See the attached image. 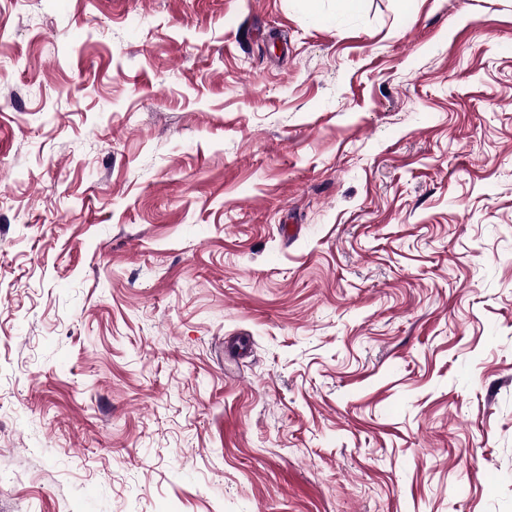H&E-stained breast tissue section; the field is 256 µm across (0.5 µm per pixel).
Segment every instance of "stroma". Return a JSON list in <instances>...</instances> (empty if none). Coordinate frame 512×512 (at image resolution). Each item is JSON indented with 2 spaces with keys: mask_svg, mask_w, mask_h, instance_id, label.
Here are the masks:
<instances>
[{
  "mask_svg": "<svg viewBox=\"0 0 512 512\" xmlns=\"http://www.w3.org/2000/svg\"><path fill=\"white\" fill-rule=\"evenodd\" d=\"M0 512H512V0H0Z\"/></svg>",
  "mask_w": 512,
  "mask_h": 512,
  "instance_id": "stroma-1",
  "label": "stroma"
}]
</instances>
